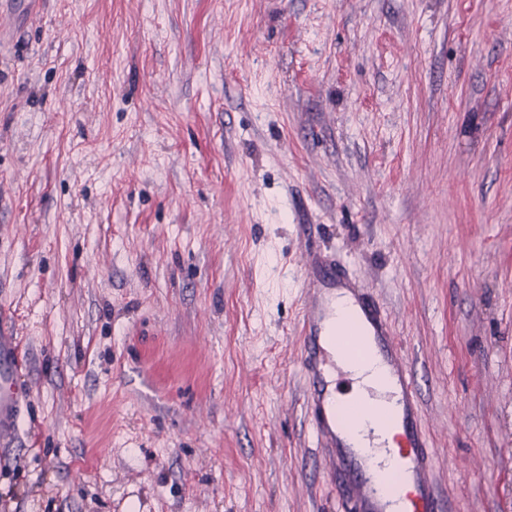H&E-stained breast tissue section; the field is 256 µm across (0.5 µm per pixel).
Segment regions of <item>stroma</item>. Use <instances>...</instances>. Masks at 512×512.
I'll list each match as a JSON object with an SVG mask.
<instances>
[{
  "label": "stroma",
  "instance_id": "1",
  "mask_svg": "<svg viewBox=\"0 0 512 512\" xmlns=\"http://www.w3.org/2000/svg\"><path fill=\"white\" fill-rule=\"evenodd\" d=\"M310 248L391 321L449 512H512V0L0 14V512H351ZM19 354L17 346L0 336V440L13 432L18 406Z\"/></svg>",
  "mask_w": 512,
  "mask_h": 512
}]
</instances>
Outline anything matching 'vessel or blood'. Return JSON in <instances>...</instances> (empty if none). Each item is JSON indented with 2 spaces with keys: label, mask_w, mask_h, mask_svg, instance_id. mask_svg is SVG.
<instances>
[{
  "label": "vessel or blood",
  "mask_w": 512,
  "mask_h": 512,
  "mask_svg": "<svg viewBox=\"0 0 512 512\" xmlns=\"http://www.w3.org/2000/svg\"><path fill=\"white\" fill-rule=\"evenodd\" d=\"M307 286L312 297L304 301L299 320L307 382L304 404L313 431L328 449L334 468L353 481L355 512H388L393 497L403 502L404 512H448V499L434 478L436 451L428 444L420 418V398L412 366L374 295L368 288L350 283L335 260L318 257L309 263ZM339 288L348 289L360 311L361 322L353 341L378 353L398 396L392 419L399 430L393 453L400 482L391 489L381 485L365 457L347 443L338 414L329 403L327 375L336 362L326 348L325 321L331 313L326 296ZM19 366L16 345L0 339V440L13 432Z\"/></svg>",
  "instance_id": "b4317fda"
}]
</instances>
